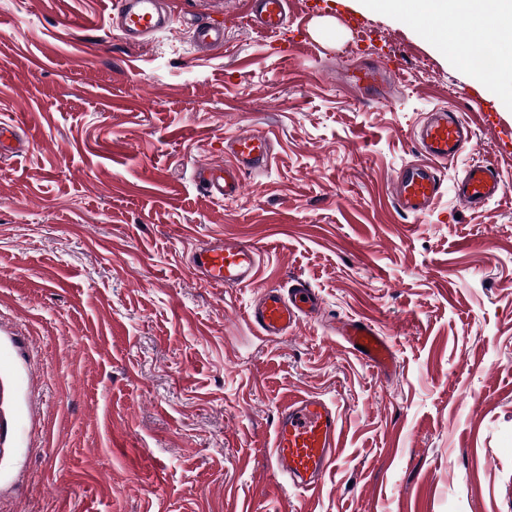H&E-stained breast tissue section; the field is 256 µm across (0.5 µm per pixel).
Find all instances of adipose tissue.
Wrapping results in <instances>:
<instances>
[{"label":"adipose tissue","instance_id":"1","mask_svg":"<svg viewBox=\"0 0 512 512\" xmlns=\"http://www.w3.org/2000/svg\"><path fill=\"white\" fill-rule=\"evenodd\" d=\"M491 10L485 20H478L469 9V0H365L366 6L392 13L406 9L430 20L439 39L469 41L482 39L494 48L503 34L512 35V0H489Z\"/></svg>","mask_w":512,"mask_h":512}]
</instances>
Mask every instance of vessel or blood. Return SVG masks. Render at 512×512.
I'll use <instances>...</instances> for the list:
<instances>
[{
    "label": "vessel or blood",
    "mask_w": 512,
    "mask_h": 512,
    "mask_svg": "<svg viewBox=\"0 0 512 512\" xmlns=\"http://www.w3.org/2000/svg\"><path fill=\"white\" fill-rule=\"evenodd\" d=\"M258 26L270 34L280 33L287 21V0H253ZM109 20L125 39L143 42L166 31L174 20L170 0H114ZM224 19L195 23L190 39L200 50L224 46ZM394 71L390 62L367 63L347 70V85L356 89L386 91ZM413 139L423 154L420 163L404 166L396 175L391 195L396 206L409 214L425 213L442 192L438 166L457 157L473 145L468 122L447 107L436 108L433 116ZM230 159L221 164H202L194 169L196 184L207 196L230 201L241 195L245 174L265 170L271 163L266 137L244 131L233 136L225 147ZM502 184L495 168L484 161H472L454 182L455 198L473 207H482L497 198ZM192 269L212 286L240 288L251 285L259 267V251L241 239H219L196 249L190 256ZM322 311L319 293L306 281L291 280L288 288L262 289L246 317L259 335L278 339L303 319ZM351 353L360 354L371 367L393 368L394 353L385 336L371 321L350 319L337 330ZM342 448V430L337 408L316 394L288 399L276 412V422L268 448L281 489L315 491L326 473L333 469Z\"/></svg>",
    "instance_id": "b4317fda"
}]
</instances>
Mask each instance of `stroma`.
Segmentation results:
<instances>
[{
	"label": "stroma",
	"mask_w": 512,
	"mask_h": 512,
	"mask_svg": "<svg viewBox=\"0 0 512 512\" xmlns=\"http://www.w3.org/2000/svg\"><path fill=\"white\" fill-rule=\"evenodd\" d=\"M111 9L0 0V119L25 147L0 158V512H512V72L487 84L421 21L359 0H288L284 35L246 0H174L142 43ZM221 16L223 49L198 56L192 24ZM386 56L388 96L344 83ZM444 105L476 133L445 184L486 158L502 194L404 214L390 183ZM244 130L271 166L211 200L193 170ZM225 237L261 255L249 287L189 264ZM294 277L323 314L267 340L245 312ZM359 317L391 371L330 330ZM304 393L338 407L343 447L313 495L287 497L267 445Z\"/></svg>",
	"instance_id": "35a3bbf8"
}]
</instances>
